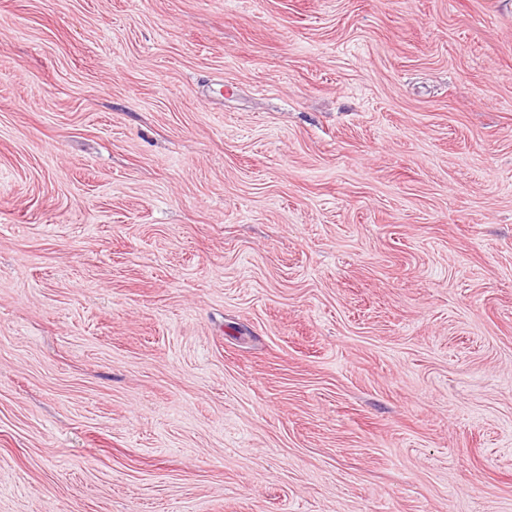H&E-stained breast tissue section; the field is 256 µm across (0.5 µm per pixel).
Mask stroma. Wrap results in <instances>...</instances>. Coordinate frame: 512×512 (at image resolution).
Instances as JSON below:
<instances>
[{"mask_svg":"<svg viewBox=\"0 0 512 512\" xmlns=\"http://www.w3.org/2000/svg\"><path fill=\"white\" fill-rule=\"evenodd\" d=\"M0 512H512V0H0Z\"/></svg>","mask_w":512,"mask_h":512,"instance_id":"35a3bbf8","label":"stroma"}]
</instances>
